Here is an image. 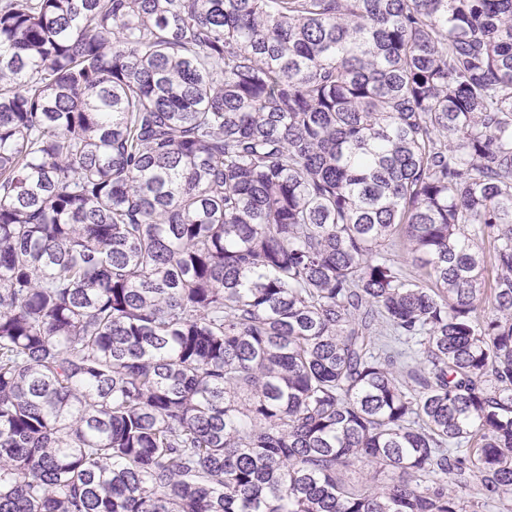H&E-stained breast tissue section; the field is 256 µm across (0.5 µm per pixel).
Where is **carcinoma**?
Returning a JSON list of instances; mask_svg holds the SVG:
<instances>
[{
  "label": "carcinoma",
  "instance_id": "carcinoma-1",
  "mask_svg": "<svg viewBox=\"0 0 512 512\" xmlns=\"http://www.w3.org/2000/svg\"><path fill=\"white\" fill-rule=\"evenodd\" d=\"M492 508L512 0H0V512Z\"/></svg>",
  "mask_w": 512,
  "mask_h": 512
}]
</instances>
